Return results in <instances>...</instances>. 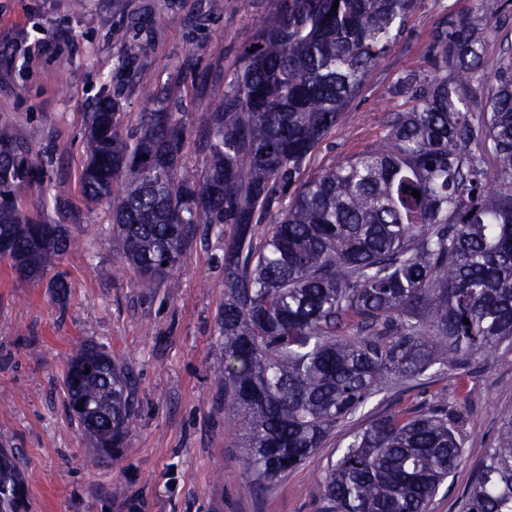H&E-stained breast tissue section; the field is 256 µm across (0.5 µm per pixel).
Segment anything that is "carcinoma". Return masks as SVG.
<instances>
[{
	"mask_svg": "<svg viewBox=\"0 0 512 512\" xmlns=\"http://www.w3.org/2000/svg\"><path fill=\"white\" fill-rule=\"evenodd\" d=\"M489 1L486 21L508 26L512 0ZM416 2L272 0L194 121L176 108L180 87L146 81L150 108L135 130L122 125L119 87L87 113L81 193L112 206V250L142 285L162 283L199 234L230 227L218 375L250 494L325 447L370 397L512 346V47L490 59L468 21L443 16L426 49L436 77L404 75L393 93L407 107L380 117L383 136L302 180ZM116 38V69L145 55L142 39ZM192 131L200 171L184 158ZM49 180L1 127L0 260L24 279L75 245L65 225L23 206ZM65 387L95 456H119L134 417L128 369L83 346ZM465 424L440 404L357 431L318 485L323 512H429L463 460ZM19 459L0 449V512L23 500ZM465 512H512V421Z\"/></svg>",
	"mask_w": 512,
	"mask_h": 512,
	"instance_id": "1",
	"label": "carcinoma"
}]
</instances>
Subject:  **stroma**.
<instances>
[{"label": "stroma", "mask_w": 512, "mask_h": 512, "mask_svg": "<svg viewBox=\"0 0 512 512\" xmlns=\"http://www.w3.org/2000/svg\"><path fill=\"white\" fill-rule=\"evenodd\" d=\"M270 9L271 0H253L246 11L236 0L217 10L208 0H82L78 8L72 0H0V127H10L30 158L53 173L47 190H31V214L63 209L70 234L81 241L60 261L69 283L62 301L48 279L23 280L0 261V448L21 452V512H319L323 470L353 433L382 415L432 402L469 415L463 461L430 505L431 512H461L474 474L512 418V351L501 348L473 364L468 395L448 372L372 397L306 463L262 495L244 494V450L217 378L223 238L193 244L164 283L140 287L112 251L109 204L83 199L77 165L85 115L96 99L127 85L124 124L136 128L148 108L128 84L136 75L189 87L185 111L201 109L223 91L242 45ZM446 13L470 16L481 37L495 40L478 0H418L403 37L317 147L305 176L381 138L378 114L402 105L393 85L409 72L428 74L423 53ZM118 29L150 46L121 75L113 72ZM54 31L70 36L56 53L41 45ZM83 344L109 353L134 376L135 416L115 462H87L89 439L65 407L68 357Z\"/></svg>", "instance_id": "stroma-1"}]
</instances>
